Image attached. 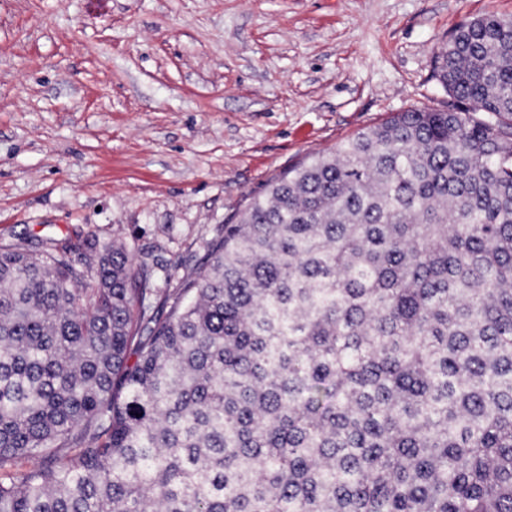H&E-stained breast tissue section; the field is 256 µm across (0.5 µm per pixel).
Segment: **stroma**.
Here are the masks:
<instances>
[{
	"label": "stroma",
	"instance_id": "stroma-1",
	"mask_svg": "<svg viewBox=\"0 0 512 512\" xmlns=\"http://www.w3.org/2000/svg\"><path fill=\"white\" fill-rule=\"evenodd\" d=\"M512 0H0V243L117 244L153 304L269 182L411 108Z\"/></svg>",
	"mask_w": 512,
	"mask_h": 512
}]
</instances>
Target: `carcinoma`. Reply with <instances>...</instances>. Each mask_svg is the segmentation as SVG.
<instances>
[{
	"label": "carcinoma",
	"mask_w": 512,
	"mask_h": 512,
	"mask_svg": "<svg viewBox=\"0 0 512 512\" xmlns=\"http://www.w3.org/2000/svg\"><path fill=\"white\" fill-rule=\"evenodd\" d=\"M436 64L163 316L121 248L0 244V512H512V18Z\"/></svg>",
	"instance_id": "obj_1"
}]
</instances>
